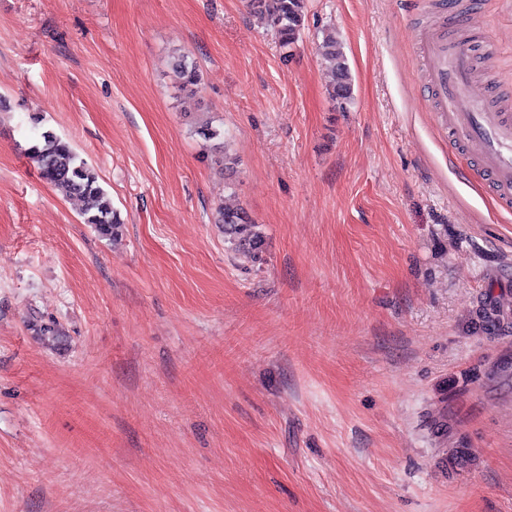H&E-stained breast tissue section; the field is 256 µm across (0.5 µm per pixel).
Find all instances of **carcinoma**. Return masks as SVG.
<instances>
[{
	"mask_svg": "<svg viewBox=\"0 0 512 512\" xmlns=\"http://www.w3.org/2000/svg\"><path fill=\"white\" fill-rule=\"evenodd\" d=\"M254 13L266 18L283 49L291 48L300 39L304 26L305 0H249ZM322 55L334 72V83L329 95L341 108L353 99V78L343 43L333 29L323 33ZM173 65L182 79V86L194 91L199 73L196 62L185 54L173 56ZM212 150L224 154V168H233L234 160L226 154L224 132L205 125L197 131ZM30 156L36 162L40 177L63 197H77L84 203V223L92 225L105 238L121 233L122 221L112 206V199L99 183L98 174L79 157L71 144L47 130L40 133L30 147ZM224 224L225 241L230 250L257 258L264 244L258 225L242 208H224L220 211Z\"/></svg>",
	"mask_w": 512,
	"mask_h": 512,
	"instance_id": "1",
	"label": "carcinoma"
}]
</instances>
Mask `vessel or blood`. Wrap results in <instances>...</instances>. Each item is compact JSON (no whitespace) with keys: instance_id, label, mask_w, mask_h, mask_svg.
<instances>
[{"instance_id":"1","label":"vessel or blood","mask_w":512,"mask_h":512,"mask_svg":"<svg viewBox=\"0 0 512 512\" xmlns=\"http://www.w3.org/2000/svg\"><path fill=\"white\" fill-rule=\"evenodd\" d=\"M427 59L426 82L449 137L491 180L503 209L512 208V111L488 104L487 86L475 81L468 51L448 40L446 29L420 41Z\"/></svg>"}]
</instances>
